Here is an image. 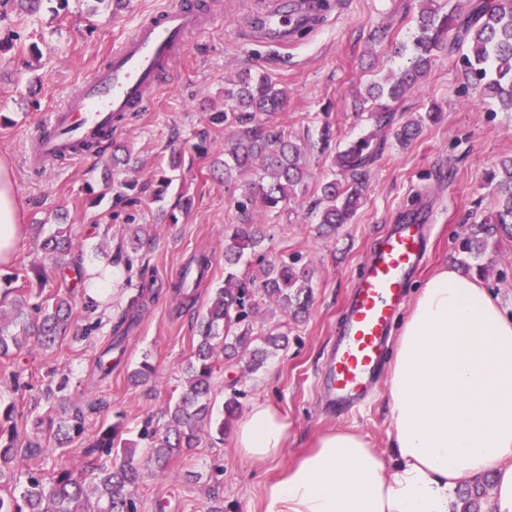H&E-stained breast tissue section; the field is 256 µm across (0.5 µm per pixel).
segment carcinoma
I'll return each mask as SVG.
<instances>
[{
  "label": "carcinoma",
  "instance_id": "1",
  "mask_svg": "<svg viewBox=\"0 0 512 512\" xmlns=\"http://www.w3.org/2000/svg\"><path fill=\"white\" fill-rule=\"evenodd\" d=\"M456 32L460 43H468V52L460 57L464 74L479 96L489 99L505 112H512V0H480L465 10L463 0H448V9L434 0H420L417 31L411 46H401L397 54L411 52L409 64L399 74L384 82H372L357 92L355 107L369 112L376 131L350 142L336 153L338 176L324 181L320 187L318 223L334 233L350 222L361 205L368 179V168L375 161L383 140L377 133L391 130L401 144H409L423 130L425 121L435 122L438 110L431 108L426 118L409 119L395 124L393 104L426 76L433 52L447 44L448 34ZM224 109L209 115L210 123L226 128H239L227 138L224 146V181L249 170L261 162L263 176L250 183L245 200L238 202L241 212L250 209L272 210L296 196L306 178V147L284 126L257 122L261 115L284 110L285 90L265 75L241 74L234 88L224 92ZM496 180L498 210L494 217L470 225L461 239L460 249L477 258L485 250L490 237L512 238V157L500 163ZM264 237L260 225L243 219L232 225L228 243L224 245V286L214 289L198 325L197 343L185 369L186 386L178 400L168 406V420L160 428L146 421L140 439L146 445L143 457L133 448L123 449L115 462L99 461V454H112L120 424L101 425L88 448L91 460L82 469L63 467L50 480L31 477L20 496L11 490V465L20 448H31L33 442L18 439L14 430L0 436V512H137L135 495L147 467L164 471L175 453L197 447L201 436L212 430L214 404L211 378L215 360L222 354L231 357L252 342V321L259 301L280 307L297 317L305 312L311 298L310 271L298 265V259L269 264L255 274L240 276L239 268L247 250L261 244ZM153 239L146 225L139 224L129 236L131 249L138 250ZM43 256L31 266L36 278L48 281L56 273H72L80 278V270L70 259L73 242L67 229L57 227L43 239ZM210 258L196 260L193 276L182 271L176 285L180 305L189 307L194 292L208 270ZM14 296H0V358H9L30 339L44 347H53L65 334L73 319L71 297L57 295L36 306L29 305L20 289ZM264 346L255 348L247 361L248 368L258 369L269 350L283 349L288 337L270 333ZM156 371L147 361L131 371L129 380L143 385L155 380ZM83 416L75 411L69 420L60 422L55 439L70 438L80 432ZM485 492L465 488L457 493L456 512H481L480 500Z\"/></svg>",
  "mask_w": 512,
  "mask_h": 512
}]
</instances>
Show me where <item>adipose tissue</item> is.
Returning <instances> with one entry per match:
<instances>
[{
    "label": "adipose tissue",
    "instance_id": "obj_1",
    "mask_svg": "<svg viewBox=\"0 0 512 512\" xmlns=\"http://www.w3.org/2000/svg\"><path fill=\"white\" fill-rule=\"evenodd\" d=\"M24 236L11 164L0 158V265ZM394 458L339 428L281 470L261 512H450L464 479L491 474V512H512V316L478 278L441 266L416 293L387 379ZM288 420L251 405L234 432L249 461L271 463Z\"/></svg>",
    "mask_w": 512,
    "mask_h": 512
}]
</instances>
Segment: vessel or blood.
<instances>
[{
	"instance_id": "1",
	"label": "vessel or blood",
	"mask_w": 512,
	"mask_h": 512,
	"mask_svg": "<svg viewBox=\"0 0 512 512\" xmlns=\"http://www.w3.org/2000/svg\"><path fill=\"white\" fill-rule=\"evenodd\" d=\"M321 9L320 0H302L291 14L282 0H276L253 25L263 43L281 47L296 28L318 21ZM206 30V17L180 4L143 18L67 103L38 124L31 167L42 168L51 159L78 161L85 155L81 148L85 142L97 150L111 144L130 113L146 109L161 75L173 68L186 36ZM434 219L429 208L404 210L372 246L323 373V392L336 407L353 406L366 398L395 318L406 303L407 285L426 262Z\"/></svg>"
}]
</instances>
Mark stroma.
Masks as SVG:
<instances>
[{"label":"stroma","mask_w":512,"mask_h":512,"mask_svg":"<svg viewBox=\"0 0 512 512\" xmlns=\"http://www.w3.org/2000/svg\"><path fill=\"white\" fill-rule=\"evenodd\" d=\"M173 0H128L122 7L94 10V0H47L38 14L21 10L16 0L0 17V155L14 165L15 183L27 229L10 265L0 267V291L14 275L40 261L41 234L36 225L69 229L83 266L117 260L119 280L110 297L90 298L79 281L52 277L29 279L30 303L72 292L74 320L64 339L51 349L28 343L19 357L0 358V408L15 405L13 423L22 436L37 438L40 447L19 449L13 463L17 488L28 476L50 477L61 467L82 468L85 450L98 427L117 422L124 439L134 441L146 420L162 424L165 410L183 390L184 372L197 340V318L215 287L224 283V245L236 223L248 172L229 184L213 176L224 159L230 135L211 124L209 112L224 104L243 71L270 77L288 95L283 112L270 121L287 127L304 142L309 176L297 196L281 208L250 212L265 238L241 269L301 256L310 270L312 301L305 318L296 320L274 305L261 306L253 325L255 337L276 332L287 336L286 349L248 371L245 362L219 360L212 376V398L223 407L239 393L241 410L260 401L275 406L288 419L286 448L280 464L245 460L234 443L233 428L204 436L199 447L174 456L166 474H147L137 490L138 512H260L265 483L279 465L290 464L312 448L322 433L350 427L366 435L372 446L390 453L387 385L377 388L351 415L333 412L323 401L318 376L336 342V324L371 245L387 232L398 215L416 199L435 210L434 245L422 273L408 286L416 293L441 264L478 276L501 308L512 315V238L490 239L477 259L456 248L469 225L497 208L489 171L512 156V112L493 110L491 103L467 90L459 66L456 41L437 51L422 83L397 106L404 118L423 116L438 106L441 118L424 126L409 145L388 139L368 177L363 204L351 223L329 239L319 236L311 211L319 186L332 171L338 149L373 128L367 115L356 113L357 87L403 67L395 56L416 27L418 0H345L340 15L324 18L283 48H265L247 29V19L262 0H221V8L205 35L187 37L180 58L165 74L149 111L129 115L118 143L130 149L134 166H113L111 151L91 152L85 162L49 163L31 170L35 125L61 106L80 83L103 65L113 47L147 13ZM335 139L316 149L324 124ZM182 155L179 171L169 172L172 152ZM172 184L162 200L153 190L159 175ZM136 181L137 200L118 205L110 185ZM150 225L154 241L141 250L128 244L131 225ZM211 259L191 308L179 305L175 284L183 267L200 255ZM142 294L139 306L130 299ZM123 337L112 348L114 337ZM109 353L112 372L101 376L96 359ZM155 366L157 381L131 385L128 375L142 359ZM81 410L83 430L72 442L56 447L40 435V420L67 419Z\"/></svg>","instance_id":"obj_1"}]
</instances>
